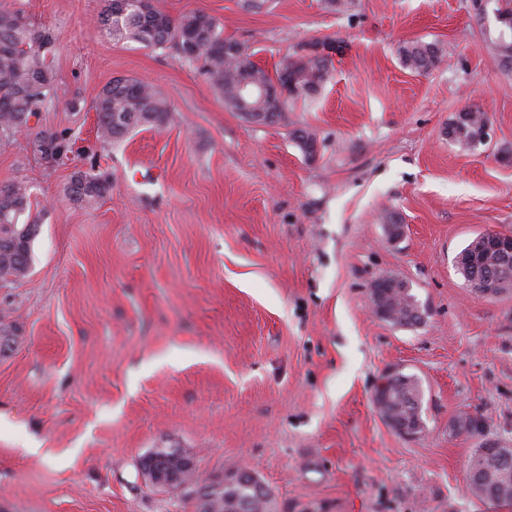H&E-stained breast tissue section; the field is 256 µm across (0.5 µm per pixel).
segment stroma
Listing matches in <instances>:
<instances>
[{"instance_id":"obj_1","label":"stroma","mask_w":512,"mask_h":512,"mask_svg":"<svg viewBox=\"0 0 512 512\" xmlns=\"http://www.w3.org/2000/svg\"><path fill=\"white\" fill-rule=\"evenodd\" d=\"M202 9L276 72L301 45L338 50L328 81L258 125L173 50L114 41L103 0H0L55 36L56 93L29 128L0 134V184L31 188L40 232L29 275L0 283V512H193L139 461L182 448L201 476L236 463L277 512H512L473 496L475 449L512 448V291L482 298L455 258L479 233L512 235V69L490 49L496 0H158ZM439 45L420 74L398 48ZM149 79L169 123L97 137L93 103L113 77ZM485 112L486 144L448 123ZM306 129L305 157L291 133ZM43 131L76 150L37 151ZM111 173L80 208L75 171ZM404 226L387 240L385 213ZM406 281L424 321L370 311V286ZM392 370L422 385L421 434L373 404ZM463 411L476 436L451 430ZM39 446L29 453L27 444ZM486 115L478 109L468 108L459 113L456 120L454 119L448 124V138L465 148H475L477 146L475 140L478 132L482 127ZM490 126L486 123L480 132L483 143L489 139Z\"/></svg>"}]
</instances>
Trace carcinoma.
Masks as SVG:
<instances>
[{"instance_id": "1", "label": "carcinoma", "mask_w": 512, "mask_h": 512, "mask_svg": "<svg viewBox=\"0 0 512 512\" xmlns=\"http://www.w3.org/2000/svg\"><path fill=\"white\" fill-rule=\"evenodd\" d=\"M13 23L0 25V132L10 133L27 125L28 117L43 111L54 93V74L47 54L54 38L52 33L15 14ZM100 23L112 33L115 40H132L147 48H169L179 60L200 65L201 74L223 96L224 102L236 112L239 82L249 78L257 83H271L282 79L283 72L271 75L251 60L246 48L238 41L224 36L223 22L209 13L197 9L177 17L152 7V12H141L139 0H106ZM400 59L409 69L429 72L442 62L443 53L435 43L412 41L400 48ZM331 60L318 56L288 63V76L301 75L311 70L319 84L329 78ZM252 112L265 113L268 123L283 117L287 103L277 99L255 97L247 101ZM98 138L110 144L122 140L139 127L160 128L170 118V105L166 96L142 80L121 77L110 81L98 96L96 106ZM486 115L474 108L458 114L448 124V138L465 148L476 147L478 132ZM41 153L51 158H61L71 151L64 133L43 134L37 140ZM110 191V180L94 169L75 172L66 188L67 198L83 207L95 205ZM31 191L23 181L0 184V280L18 281L31 270L32 247L37 233L28 231L26 224H37L27 216L30 210ZM26 222H20L21 216ZM463 260H473L472 268L488 278H507L500 292L512 289V263L499 254L469 242L459 253ZM386 307L392 323L401 326L415 325L421 321L417 315L421 306L411 288H391L386 294ZM388 393L384 410L394 427L423 424L421 406L423 392L418 380L401 375L388 380ZM482 467L489 484L512 488V463L496 458L483 460ZM260 484L253 470L238 468V476L224 489L213 492L211 512H225L231 500L249 499L253 512H263L264 498L270 490H259Z\"/></svg>"}]
</instances>
